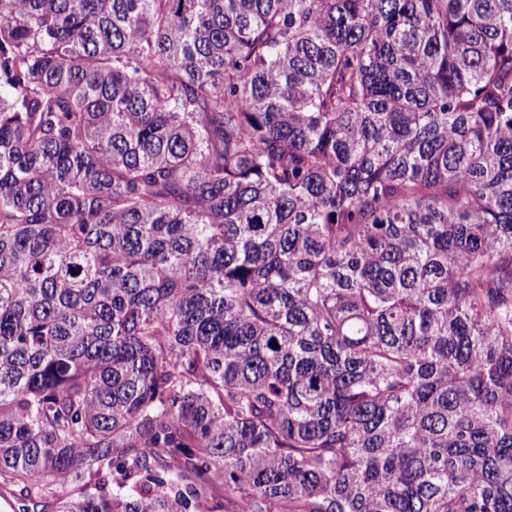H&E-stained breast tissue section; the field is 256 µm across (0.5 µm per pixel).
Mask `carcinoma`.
<instances>
[{
	"label": "carcinoma",
	"mask_w": 512,
	"mask_h": 512,
	"mask_svg": "<svg viewBox=\"0 0 512 512\" xmlns=\"http://www.w3.org/2000/svg\"><path fill=\"white\" fill-rule=\"evenodd\" d=\"M0 486L512 512V0H0Z\"/></svg>",
	"instance_id": "1"
}]
</instances>
